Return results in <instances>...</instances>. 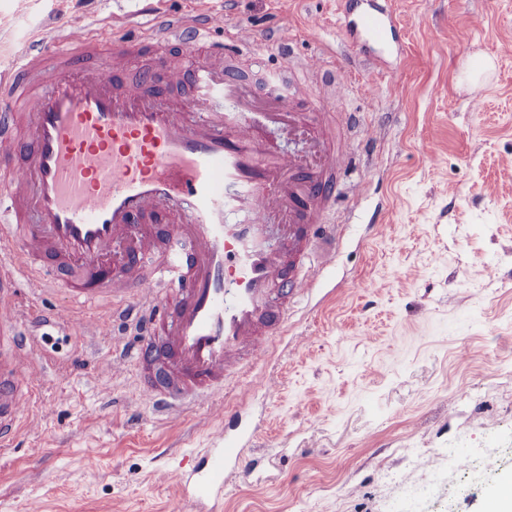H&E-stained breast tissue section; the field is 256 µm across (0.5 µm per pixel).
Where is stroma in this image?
<instances>
[{
    "label": "stroma",
    "instance_id": "stroma-1",
    "mask_svg": "<svg viewBox=\"0 0 512 512\" xmlns=\"http://www.w3.org/2000/svg\"><path fill=\"white\" fill-rule=\"evenodd\" d=\"M382 3L399 20L397 55L349 47L338 0H0L5 69L70 28L104 47L119 30L150 39L163 13L223 16L211 39L235 37L259 58L244 72L258 87L320 59L338 73L335 112L360 119L341 181L370 183L364 198H337L312 292L265 360L229 381L234 430L204 405L169 421L134 366L100 372L135 340L101 326L106 304L18 281L17 325L38 368L15 445L0 448V512H195L158 473L193 464L220 432L256 467L230 472L218 512H389L391 473L435 490L415 512H487L512 487L500 454L512 448V0ZM283 26L287 59L274 43ZM486 56L495 70L471 87L465 73ZM66 308L75 326L33 327ZM256 376L276 393L253 392ZM467 448L483 449L481 462L449 489L448 458Z\"/></svg>",
    "mask_w": 512,
    "mask_h": 512
}]
</instances>
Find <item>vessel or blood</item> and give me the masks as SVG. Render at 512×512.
Returning a JSON list of instances; mask_svg holds the SVG:
<instances>
[{
	"label": "vessel or blood",
	"instance_id": "b4317fda",
	"mask_svg": "<svg viewBox=\"0 0 512 512\" xmlns=\"http://www.w3.org/2000/svg\"><path fill=\"white\" fill-rule=\"evenodd\" d=\"M345 18L354 46H387L396 31L378 0ZM207 32L162 16L147 41L118 32L104 49L78 28L24 49L0 75V250L21 260L30 288L108 300L132 321L142 340L121 358L158 410L206 403L232 421L215 397L242 361L265 357L290 305L311 292V255L336 232L328 215L347 158L327 119L335 73L302 62L317 81L301 112L279 77L256 95L235 67L247 52ZM141 51L153 64L133 83ZM185 83L194 94L183 103L169 90ZM272 125L304 136L307 154L271 144ZM15 284L0 276L1 448L31 390L19 375L30 340L14 323ZM244 460L224 440L166 477L208 507Z\"/></svg>",
	"mask_w": 512,
	"mask_h": 512
}]
</instances>
